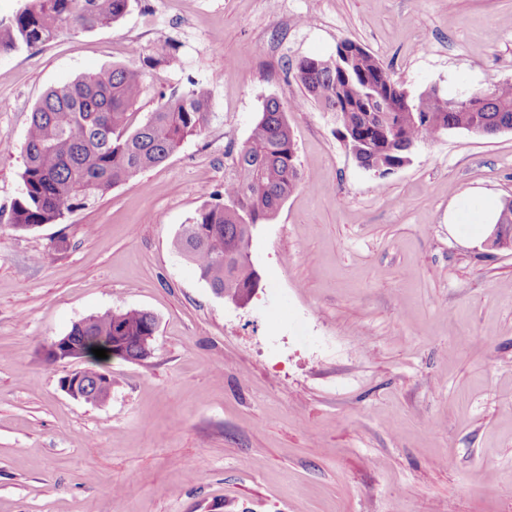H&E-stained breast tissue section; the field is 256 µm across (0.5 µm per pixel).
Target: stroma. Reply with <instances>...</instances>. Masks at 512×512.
<instances>
[{
  "mask_svg": "<svg viewBox=\"0 0 512 512\" xmlns=\"http://www.w3.org/2000/svg\"><path fill=\"white\" fill-rule=\"evenodd\" d=\"M344 38L411 93L512 82V0H129L111 26L0 53V512H512V246L448 223L474 193L512 200V131L453 130L375 175L294 78ZM169 53L134 120L201 88L203 131L62 223L14 229L43 93ZM271 98L302 181L254 230L239 306L173 241ZM130 309L156 319L150 356L105 365L106 403L72 399L60 381L87 360L44 348Z\"/></svg>",
  "mask_w": 512,
  "mask_h": 512,
  "instance_id": "stroma-1",
  "label": "stroma"
}]
</instances>
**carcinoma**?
I'll list each match as a JSON object with an SVG mask.
<instances>
[{"mask_svg": "<svg viewBox=\"0 0 512 512\" xmlns=\"http://www.w3.org/2000/svg\"><path fill=\"white\" fill-rule=\"evenodd\" d=\"M129 0H25L9 20H0V52L52 41L63 28L91 30L119 21ZM341 44L352 57H304L294 76L306 99L335 114L336 132L356 160L388 171L402 164L407 148L451 130L493 137L512 130V83L463 99L435 88L411 94L395 83L373 53L351 39ZM144 67L133 64L78 77L49 88L35 105L22 148V190L9 223L22 230L57 224L66 214L94 203L112 187L165 162L207 124L209 100L201 89L172 94L136 128L135 107L146 88ZM236 175L224 193L199 209L174 240L218 295L244 304L260 278L249 256L254 228L272 220L301 183L295 141L281 104L267 100L237 153ZM500 239L512 243V200L497 219ZM155 333L144 310L106 312L76 323L74 358L98 361L88 336L121 344L139 358L140 341Z\"/></svg>", "mask_w": 512, "mask_h": 512, "instance_id": "cac0c4a2", "label": "carcinoma"}]
</instances>
